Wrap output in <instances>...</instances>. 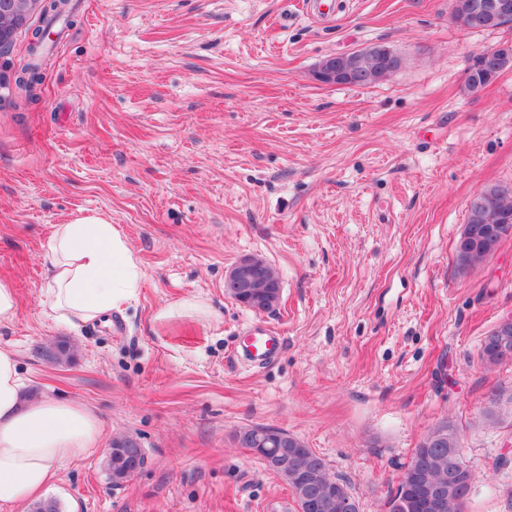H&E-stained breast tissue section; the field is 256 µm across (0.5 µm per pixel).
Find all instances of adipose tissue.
Listing matches in <instances>:
<instances>
[{
    "label": "adipose tissue",
    "instance_id": "ef3b65f1",
    "mask_svg": "<svg viewBox=\"0 0 512 512\" xmlns=\"http://www.w3.org/2000/svg\"><path fill=\"white\" fill-rule=\"evenodd\" d=\"M145 272L120 229L100 214L56 225L47 242L43 303L56 322L107 323L138 299ZM16 352L0 345V507L44 493L66 460L98 452L103 424L89 406L32 397Z\"/></svg>",
    "mask_w": 512,
    "mask_h": 512
}]
</instances>
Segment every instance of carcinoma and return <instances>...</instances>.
I'll return each mask as SVG.
<instances>
[{"label": "carcinoma", "instance_id": "cac0c4a2", "mask_svg": "<svg viewBox=\"0 0 512 512\" xmlns=\"http://www.w3.org/2000/svg\"><path fill=\"white\" fill-rule=\"evenodd\" d=\"M66 20L67 24L73 22V12L70 0H48L46 8L41 14L45 23L57 19ZM349 60L356 65L364 77V84H372L371 75L377 64L369 58L348 54ZM40 64L33 60L25 64L15 76V85L20 97L28 102L36 100V85L40 82ZM486 68H477L467 74L465 88L470 93H477L489 84L484 79ZM456 265L461 270H467L485 260L481 249L474 247L473 241L465 235H460L456 246ZM512 350V327L508 336L500 335L499 328H493L483 337L480 347L481 360L489 367L504 364L501 356V348ZM461 447L460 436L457 429L448 421L441 420L429 428L414 449L410 460L404 466V470L396 490L391 493L388 501V512H467L473 479L469 476L471 471L463 455L455 457L448 455V449ZM282 448L291 461L302 466L309 474V482L300 488L297 485L288 484L289 489L298 505V512H303L305 502L303 496L318 495L325 500L332 497H343L351 501L353 512H360L358 500L349 491L346 481L329 472L326 460L308 448L299 437L286 434ZM464 469L462 476L451 489L445 506L441 510L426 507L421 494V485L425 481H440L448 476V471Z\"/></svg>", "mask_w": 512, "mask_h": 512}]
</instances>
